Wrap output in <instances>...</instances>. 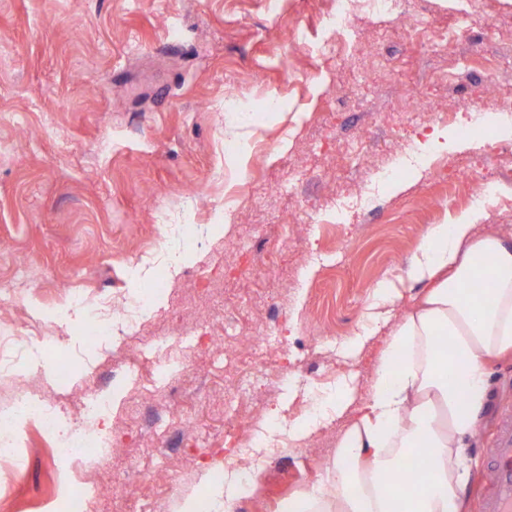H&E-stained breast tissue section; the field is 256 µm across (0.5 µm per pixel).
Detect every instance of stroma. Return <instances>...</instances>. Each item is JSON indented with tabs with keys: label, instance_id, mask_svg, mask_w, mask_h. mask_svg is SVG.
Listing matches in <instances>:
<instances>
[{
	"label": "stroma",
	"instance_id": "obj_1",
	"mask_svg": "<svg viewBox=\"0 0 512 512\" xmlns=\"http://www.w3.org/2000/svg\"><path fill=\"white\" fill-rule=\"evenodd\" d=\"M329 0H0V269L31 268L29 315L63 300L42 343L12 350L0 398H41L72 422L98 391L128 392L151 375L160 392L107 417L104 445L84 465L108 487L95 512H133L130 493L153 470L169 468L160 512L188 497L224 512L214 478L228 458L224 352L208 339L243 335L251 318L282 346L280 374L256 371L245 387L261 409L264 433L280 455L260 456L256 488L234 512H281L288 498L327 482L343 420L308 440L288 437L303 402L330 394L343 375L368 382L393 320L420 297L404 282L407 261L428 225L467 209L480 182L496 183L486 227H512V160L470 141L452 152L470 179L427 168L398 169L393 151L419 136L399 126L406 88L443 107L477 97L483 58L505 66L512 84V0H399L395 16L361 11L369 60L341 61L335 88L295 48V30L319 32ZM501 36L488 41L484 18ZM428 24L447 34L416 35ZM397 169L401 192L378 185L371 209L333 223L325 202L336 189ZM277 186L260 197L263 186ZM232 222H225V214ZM228 228L213 234V225ZM180 253L191 260L173 269ZM401 281L392 320L379 325L356 358L343 356L366 322L371 285ZM152 287L151 327H125L110 342L81 328L82 301ZM207 307L209 328L173 347L189 317L188 291ZM66 365L69 384L54 370ZM490 400L470 451L468 483L484 467L503 412L512 407V358L490 371ZM19 458L0 476V512H67L68 479L49 467L53 443L36 426L17 435Z\"/></svg>",
	"mask_w": 512,
	"mask_h": 512
}]
</instances>
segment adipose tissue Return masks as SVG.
Segmentation results:
<instances>
[{
	"label": "adipose tissue",
	"instance_id": "ef3b65f1",
	"mask_svg": "<svg viewBox=\"0 0 512 512\" xmlns=\"http://www.w3.org/2000/svg\"><path fill=\"white\" fill-rule=\"evenodd\" d=\"M480 216L469 208L426 228L406 269L425 292L393 328L362 409L343 378L319 412L295 423L302 441L345 421L328 482L282 512H466L463 464L489 401V365L512 354V228L484 230ZM476 278L491 281L489 293L466 289Z\"/></svg>",
	"mask_w": 512,
	"mask_h": 512
}]
</instances>
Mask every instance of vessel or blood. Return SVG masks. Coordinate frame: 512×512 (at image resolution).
Wrapping results in <instances>:
<instances>
[{
	"mask_svg": "<svg viewBox=\"0 0 512 512\" xmlns=\"http://www.w3.org/2000/svg\"><path fill=\"white\" fill-rule=\"evenodd\" d=\"M477 483L481 492L479 512H512V419L489 449L486 471Z\"/></svg>",
	"mask_w": 512,
	"mask_h": 512,
	"instance_id": "obj_1",
	"label": "vessel or blood"
}]
</instances>
